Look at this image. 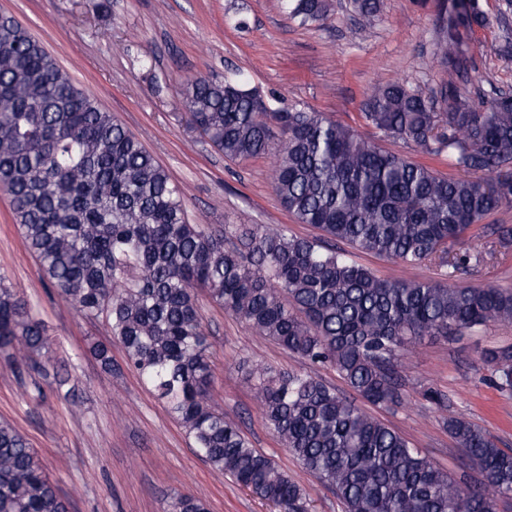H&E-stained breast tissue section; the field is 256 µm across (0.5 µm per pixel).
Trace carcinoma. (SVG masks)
Listing matches in <instances>:
<instances>
[{"label": "carcinoma", "instance_id": "obj_1", "mask_svg": "<svg viewBox=\"0 0 512 512\" xmlns=\"http://www.w3.org/2000/svg\"><path fill=\"white\" fill-rule=\"evenodd\" d=\"M330 0H284L287 15L323 21ZM373 26L383 0H352ZM485 21L477 0H448L434 53L468 74L459 29ZM451 101L442 111L439 102ZM193 126L229 160L271 157V186L299 224L188 220L168 172L112 113L79 88L28 29L0 15V188L42 275L78 311L106 316L126 362L167 404L211 468L279 512H308L307 493L216 408L195 291L312 366L329 365L373 405L401 401L398 364L426 336L444 340L512 324V288L383 279L350 248L415 266L466 268L453 251L486 216L512 204V93L477 103L453 86L426 96L376 83L364 118L381 136L453 158L448 177L381 149L322 112L274 111L244 81L197 78L186 89ZM493 177L489 183L477 174ZM502 245L512 225L490 224ZM0 349L17 368L57 371L38 312L0 279ZM480 361L512 392V346ZM265 424L344 512H493L512 498V452L465 418L448 434L482 479L454 478L400 433L305 372L251 369ZM0 512H69L24 434L0 423ZM169 512H206L193 494Z\"/></svg>", "mask_w": 512, "mask_h": 512}]
</instances>
